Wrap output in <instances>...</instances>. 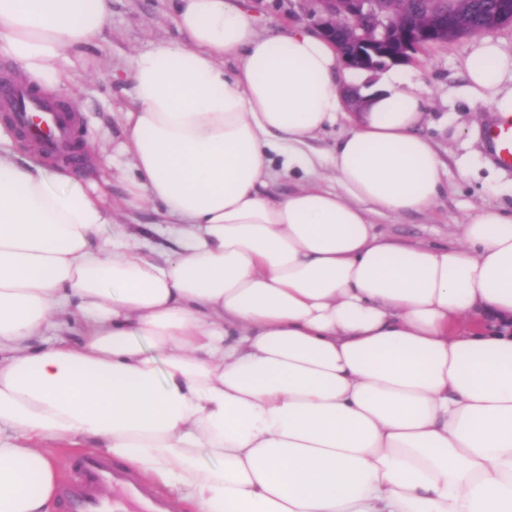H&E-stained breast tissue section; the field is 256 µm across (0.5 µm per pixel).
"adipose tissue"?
I'll list each match as a JSON object with an SVG mask.
<instances>
[{"label":"adipose tissue","mask_w":512,"mask_h":512,"mask_svg":"<svg viewBox=\"0 0 512 512\" xmlns=\"http://www.w3.org/2000/svg\"><path fill=\"white\" fill-rule=\"evenodd\" d=\"M169 2L181 38L131 55L119 146L126 205L162 224L124 227L0 128V512H53L52 444L181 512H512V210L444 244L378 232L442 190L419 85L362 87L313 30L260 32L235 0ZM111 7L0 0V58L73 92ZM464 67L512 116V52L481 38ZM343 112L337 189L273 193Z\"/></svg>","instance_id":"obj_1"}]
</instances>
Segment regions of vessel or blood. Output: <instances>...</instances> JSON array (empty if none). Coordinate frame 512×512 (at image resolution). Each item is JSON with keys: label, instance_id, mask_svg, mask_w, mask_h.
<instances>
[{"label": "vessel or blood", "instance_id": "obj_1", "mask_svg": "<svg viewBox=\"0 0 512 512\" xmlns=\"http://www.w3.org/2000/svg\"><path fill=\"white\" fill-rule=\"evenodd\" d=\"M0 106L11 111L18 129L35 139L48 157L63 158L71 164H78L79 155L74 149V132L78 122L76 113L30 87L11 82H0ZM488 138L497 147V162L512 167V117L499 119L490 126ZM72 468L76 479L62 494L65 512H119L126 498L143 502L144 512H170L167 502L150 487L104 457H75ZM106 486L121 490L122 499L105 501L100 490Z\"/></svg>", "mask_w": 512, "mask_h": 512}]
</instances>
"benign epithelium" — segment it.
Here are the masks:
<instances>
[{
    "instance_id": "obj_1",
    "label": "benign epithelium",
    "mask_w": 512,
    "mask_h": 512,
    "mask_svg": "<svg viewBox=\"0 0 512 512\" xmlns=\"http://www.w3.org/2000/svg\"><path fill=\"white\" fill-rule=\"evenodd\" d=\"M316 33L338 44L344 66L375 70L408 62L416 52L512 26V0L453 9L414 0H315Z\"/></svg>"
}]
</instances>
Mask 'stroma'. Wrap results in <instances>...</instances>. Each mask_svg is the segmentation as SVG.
<instances>
[{
	"mask_svg": "<svg viewBox=\"0 0 512 512\" xmlns=\"http://www.w3.org/2000/svg\"><path fill=\"white\" fill-rule=\"evenodd\" d=\"M239 4L263 32L312 23L310 0H239ZM175 35L168 0H112L110 23L75 75L80 163L71 174L106 199L121 200V181L129 170L127 158L118 154L117 147L119 122L130 105V92L114 76L133 53ZM469 45L466 38L434 45L399 67L403 76L422 89L426 122L421 132L435 148L447 188L428 209L377 217L379 230L389 236L410 242H449L476 208H512V167H491L486 161L487 97L469 87L463 68ZM347 127L346 120H339L310 140L307 151L313 167L280 176L272 184L273 191L284 193L298 183L332 187L325 160Z\"/></svg>",
	"mask_w": 512,
	"mask_h": 512,
	"instance_id": "35a3bbf8",
	"label": "stroma"
}]
</instances>
